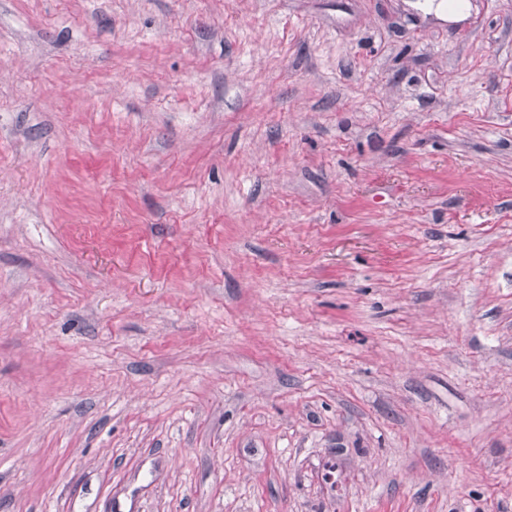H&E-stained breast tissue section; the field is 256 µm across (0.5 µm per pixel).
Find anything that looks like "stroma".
<instances>
[{
  "instance_id": "obj_1",
  "label": "stroma",
  "mask_w": 512,
  "mask_h": 512,
  "mask_svg": "<svg viewBox=\"0 0 512 512\" xmlns=\"http://www.w3.org/2000/svg\"><path fill=\"white\" fill-rule=\"evenodd\" d=\"M0 0V512H512V5Z\"/></svg>"
}]
</instances>
